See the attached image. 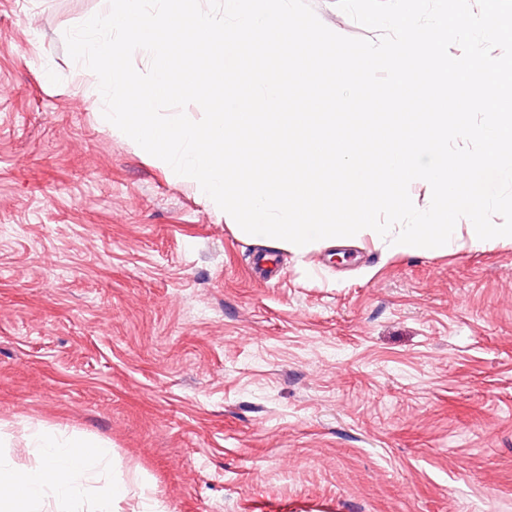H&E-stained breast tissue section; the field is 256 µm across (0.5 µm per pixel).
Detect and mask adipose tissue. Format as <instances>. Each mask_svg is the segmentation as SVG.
I'll use <instances>...</instances> for the list:
<instances>
[{
    "label": "adipose tissue",
    "instance_id": "ef3b65f1",
    "mask_svg": "<svg viewBox=\"0 0 512 512\" xmlns=\"http://www.w3.org/2000/svg\"><path fill=\"white\" fill-rule=\"evenodd\" d=\"M44 462L35 470L0 464V512H41L46 498L88 502L91 512H122V470L98 446L34 434Z\"/></svg>",
    "mask_w": 512,
    "mask_h": 512
}]
</instances>
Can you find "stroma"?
Listing matches in <instances>:
<instances>
[{
    "mask_svg": "<svg viewBox=\"0 0 512 512\" xmlns=\"http://www.w3.org/2000/svg\"><path fill=\"white\" fill-rule=\"evenodd\" d=\"M108 10L0 0V460L111 449L124 512H512V240L242 238L103 118L65 33Z\"/></svg>",
    "mask_w": 512,
    "mask_h": 512,
    "instance_id": "stroma-1",
    "label": "stroma"
}]
</instances>
